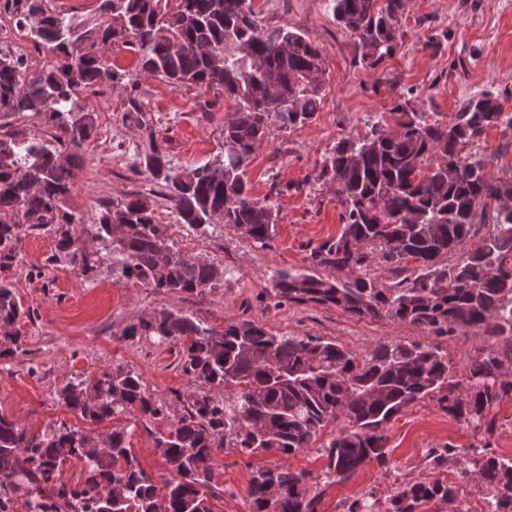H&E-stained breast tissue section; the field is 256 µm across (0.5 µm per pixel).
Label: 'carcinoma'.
<instances>
[{"label":"carcinoma","mask_w":512,"mask_h":512,"mask_svg":"<svg viewBox=\"0 0 512 512\" xmlns=\"http://www.w3.org/2000/svg\"><path fill=\"white\" fill-rule=\"evenodd\" d=\"M408 0H334L336 21L357 38L361 64L374 68L403 42ZM99 0V22L73 25L48 0H0L36 48L54 58L32 70L0 50V115L46 116L50 139L6 131L0 136V329L11 330L0 356L22 351L19 323L31 317L3 272L16 265L21 235L60 230L50 262L89 275L102 262L131 285L166 294H204L224 286V269L185 261L173 248L153 203L133 193L100 207L90 251L70 205L78 151L95 134L80 94L102 82L117 87L112 45L139 55L142 72L174 88L219 89L234 102L224 122V155L187 173L173 169L154 133L140 153L145 173L172 203L175 223L197 231L231 224L262 248L276 234L278 211L251 195L247 168L274 124H303L319 111L327 72L322 50L287 26L266 27L252 0ZM397 128L372 126L341 138L324 155L315 182L341 205L336 238L310 250V267L276 270L274 296L332 304L359 318L391 319L429 333L430 341L378 343L357 356L319 336L279 335L249 320L217 330L165 311L126 336H158L179 348L182 371L198 385L168 433L154 437L173 476L156 484L133 455L124 428L100 425L117 414L166 418L142 377L104 370L69 381L57 396L89 427L61 424L30 433L0 415V512H215L209 492L215 454L231 438L241 453H293L319 441L329 423L346 426L322 445L326 476L342 483L372 462L390 465L386 426L409 405L437 401L478 437L467 452L446 444L430 451L439 469L452 465L459 484L483 500L484 512H512V456L491 449L501 403L512 400V178L489 171L478 152L463 153L492 127L512 130L500 95L482 91L445 119L420 112L409 98L394 107ZM491 215L494 228L481 233ZM419 265L408 267L409 260ZM403 277L383 283L373 266ZM344 274L323 278L316 268ZM481 335L483 344L454 369L446 344ZM237 401L225 406L224 391ZM78 460L77 481L63 477ZM250 512H317L308 474L256 471ZM446 502L471 512L455 487L439 479L409 482L387 512H419Z\"/></svg>","instance_id":"cac0c4a2"}]
</instances>
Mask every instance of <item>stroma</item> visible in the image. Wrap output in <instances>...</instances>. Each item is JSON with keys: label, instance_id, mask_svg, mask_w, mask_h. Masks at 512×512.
Instances as JSON below:
<instances>
[{"label": "stroma", "instance_id": "35a3bbf8", "mask_svg": "<svg viewBox=\"0 0 512 512\" xmlns=\"http://www.w3.org/2000/svg\"><path fill=\"white\" fill-rule=\"evenodd\" d=\"M252 5L264 25L302 31L322 50L327 69L320 110L305 124L274 130L249 166L253 196L268 200L279 213L271 246L258 247L227 224L196 232L175 223L169 201L139 163L148 133L125 119L126 93L104 86L81 102L94 104L98 130L110 131L112 150L123 161L112 163L96 155L92 145L84 146L71 197L84 219L78 234L92 237L101 202L148 194L183 255L223 267V287L203 295H171L126 283L108 261L88 276L58 269L48 262L56 239L52 230L24 235L18 265L8 274L34 317L23 324L24 353L0 357V414L31 433L60 423L79 427L82 419L59 401L58 390L73 378L105 369L134 370L153 400L166 404L169 418L148 426L134 412L115 416L112 424L130 432L134 456L158 483L171 471L153 434L168 431L170 419L183 411L182 396L195 384L183 373L171 344L155 336H128L126 328L173 310L217 329L233 318L255 321L275 333L318 336L358 356L379 342L426 341L420 328L390 319L361 320L311 302L276 304L269 278L279 268L308 266L311 249L340 233L341 205L314 181L323 155L339 139L364 134L373 123L395 127L392 108L401 94H410L417 109L449 115L471 94L489 89L503 93L506 110H512V0H408L400 18L404 40L392 58L374 68L361 66L356 38L337 24L333 0H252ZM108 58L113 71L136 81V99L153 119L151 131L164 138L176 171H190L223 153L232 100L176 89L140 73L137 53L123 45L112 46ZM478 150L491 159L495 176L512 177V131L488 129ZM387 434L389 471L370 463L344 483L325 482L327 459L316 444L291 454L252 456L224 447L216 456L214 508L248 512L253 472L281 467L309 473L310 485L321 493L318 512H346L367 491L384 499L398 481L447 480L451 469H425L428 450L449 443L464 451L474 441L465 425L429 399L399 414Z\"/></svg>", "mask_w": 512, "mask_h": 512}]
</instances>
